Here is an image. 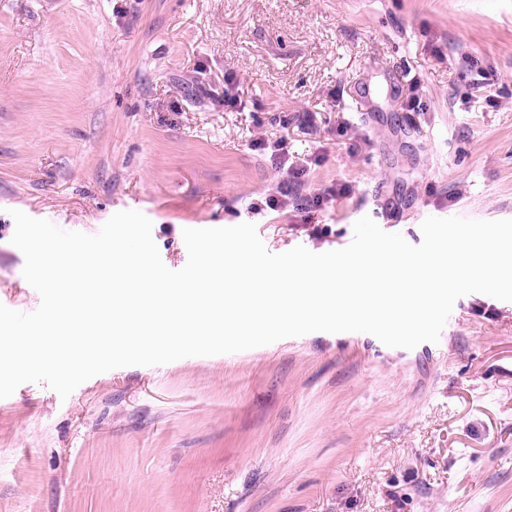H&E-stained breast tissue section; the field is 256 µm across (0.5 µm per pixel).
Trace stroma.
I'll use <instances>...</instances> for the list:
<instances>
[{"label": "stroma", "instance_id": "1", "mask_svg": "<svg viewBox=\"0 0 512 512\" xmlns=\"http://www.w3.org/2000/svg\"><path fill=\"white\" fill-rule=\"evenodd\" d=\"M15 210L91 235L140 211L174 270L187 228L321 253L364 216L413 245L512 219V0H0V304L30 313ZM0 512H512V302L465 295L411 350L314 332L22 384Z\"/></svg>", "mask_w": 512, "mask_h": 512}]
</instances>
